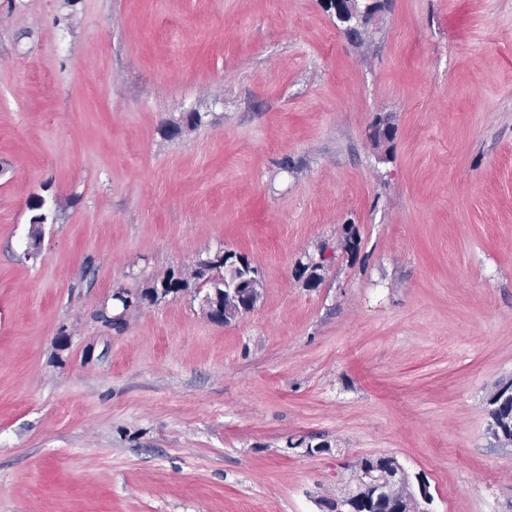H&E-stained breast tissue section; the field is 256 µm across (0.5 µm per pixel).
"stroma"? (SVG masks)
Instances as JSON below:
<instances>
[{
	"mask_svg": "<svg viewBox=\"0 0 512 512\" xmlns=\"http://www.w3.org/2000/svg\"><path fill=\"white\" fill-rule=\"evenodd\" d=\"M222 248L251 312L98 319ZM509 381L512 0H389L358 40L321 0H0V512H320L374 455L512 512ZM488 432L503 446L512 445V382L497 385L487 398Z\"/></svg>",
	"mask_w": 512,
	"mask_h": 512,
	"instance_id": "35a3bbf8",
	"label": "stroma"
}]
</instances>
